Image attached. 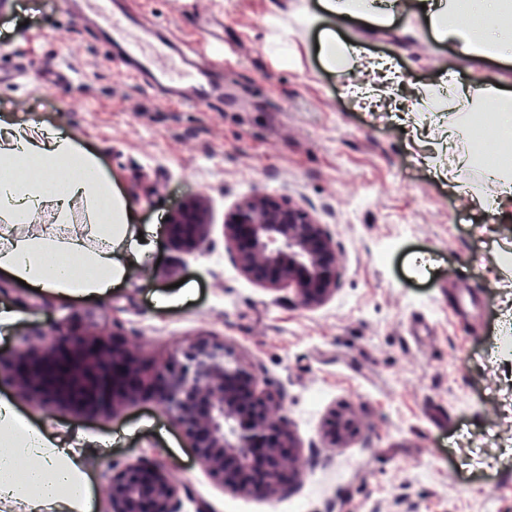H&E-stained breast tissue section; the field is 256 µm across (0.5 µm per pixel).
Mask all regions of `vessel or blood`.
I'll return each instance as SVG.
<instances>
[{
  "mask_svg": "<svg viewBox=\"0 0 512 512\" xmlns=\"http://www.w3.org/2000/svg\"><path fill=\"white\" fill-rule=\"evenodd\" d=\"M81 9L100 21L101 42L137 83L193 106L223 102V89L211 80L212 68L224 62L221 43L201 62L167 27L132 13L123 0H81Z\"/></svg>",
  "mask_w": 512,
  "mask_h": 512,
  "instance_id": "b4317fda",
  "label": "vessel or blood"
}]
</instances>
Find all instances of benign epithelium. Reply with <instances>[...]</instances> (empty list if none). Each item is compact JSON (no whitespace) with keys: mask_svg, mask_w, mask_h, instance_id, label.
<instances>
[{"mask_svg":"<svg viewBox=\"0 0 512 512\" xmlns=\"http://www.w3.org/2000/svg\"><path fill=\"white\" fill-rule=\"evenodd\" d=\"M201 201L184 204L168 225L171 242L191 250L205 237ZM224 238L240 271L264 286L286 283L307 308L336 291L339 259L324 225L275 196L241 202L224 220ZM23 393L76 410L113 412L138 397L155 401L183 429L205 470L233 493L271 496L300 474L299 443L278 417V401L259 394L248 366L228 345L199 340L174 355L146 388L133 351L118 340L59 333L11 364ZM358 431L354 416L335 412L325 429L333 446ZM178 486L150 461L127 464L107 486L111 512H177Z\"/></svg>","mask_w":512,"mask_h":512,"instance_id":"1","label":"benign epithelium"}]
</instances>
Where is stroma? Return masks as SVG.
Wrapping results in <instances>:
<instances>
[{
	"mask_svg": "<svg viewBox=\"0 0 512 512\" xmlns=\"http://www.w3.org/2000/svg\"><path fill=\"white\" fill-rule=\"evenodd\" d=\"M127 6L198 48L206 32L222 36L238 100L189 107L141 87L59 0L0 8V114L71 134L111 174L135 226L158 237L148 269L103 298L64 300L0 276V307L20 315L0 328V396L63 441L110 438L89 455L95 512H110L113 468L141 460L175 476L180 512H512V356L490 352L512 327V218L478 206L496 191L479 166L453 183L423 161L454 120L430 92L479 81L512 92V63L437 40L419 0H399L381 26L326 20L320 0ZM326 29L359 59L329 61ZM382 58L404 77L398 97H351L349 84L378 85ZM266 194L312 213L336 246L339 282L319 307L237 267L224 219ZM199 197L208 234L175 249L167 218ZM180 281L192 298L158 306ZM60 329L122 335L147 378L199 338L225 342L279 399L299 478L270 498L234 494L153 401L81 413L20 393L10 362ZM335 410L353 412L359 430L331 448Z\"/></svg>",
	"mask_w": 512,
	"mask_h": 512,
	"instance_id": "1",
	"label": "stroma"
}]
</instances>
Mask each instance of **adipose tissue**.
<instances>
[{
  "mask_svg": "<svg viewBox=\"0 0 512 512\" xmlns=\"http://www.w3.org/2000/svg\"><path fill=\"white\" fill-rule=\"evenodd\" d=\"M440 39L476 57L502 55L512 43V0H423ZM448 103L461 125L493 106L497 130L512 136V95L495 87L463 88ZM84 173L61 176L70 159ZM0 275L63 298L105 297L156 248L151 234H138L127 205L115 194L112 177L73 139L0 117ZM87 207V223L75 224V203ZM58 221L44 223L45 208ZM104 437L89 446L60 444L44 427L0 399V502L23 499L25 512H93L95 490L86 463L87 447H107Z\"/></svg>",
  "mask_w": 512,
  "mask_h": 512,
  "instance_id": "ef3b65f1",
  "label": "adipose tissue"
}]
</instances>
